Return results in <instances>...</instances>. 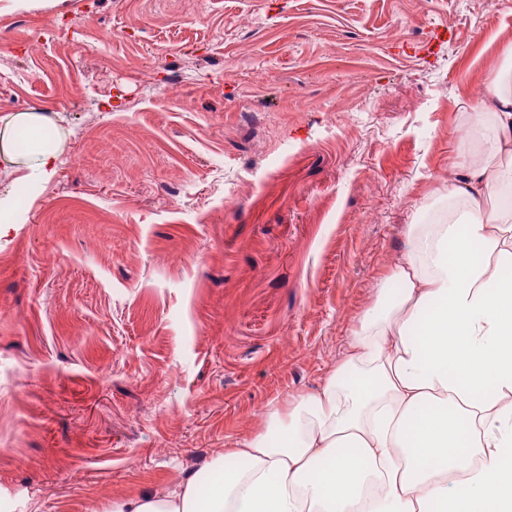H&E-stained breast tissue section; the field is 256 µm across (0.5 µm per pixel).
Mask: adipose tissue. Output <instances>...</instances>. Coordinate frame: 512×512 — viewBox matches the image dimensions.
I'll return each instance as SVG.
<instances>
[{"label":"adipose tissue","instance_id":"adipose-tissue-1","mask_svg":"<svg viewBox=\"0 0 512 512\" xmlns=\"http://www.w3.org/2000/svg\"><path fill=\"white\" fill-rule=\"evenodd\" d=\"M0 152L49 174L54 143L22 112ZM463 129L475 146L439 224L409 246L344 361L264 434L165 495L112 512H512V71L489 68ZM494 199L485 208L486 199Z\"/></svg>","mask_w":512,"mask_h":512}]
</instances>
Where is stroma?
Listing matches in <instances>:
<instances>
[{
  "instance_id": "stroma-1",
  "label": "stroma",
  "mask_w": 512,
  "mask_h": 512,
  "mask_svg": "<svg viewBox=\"0 0 512 512\" xmlns=\"http://www.w3.org/2000/svg\"><path fill=\"white\" fill-rule=\"evenodd\" d=\"M512 0H0V512L160 496L319 391L470 154ZM0 148L13 163H31L43 175L53 171L49 169L56 159L53 137L48 139L37 136L28 144L20 146L16 136L11 132H6L0 138Z\"/></svg>"
}]
</instances>
